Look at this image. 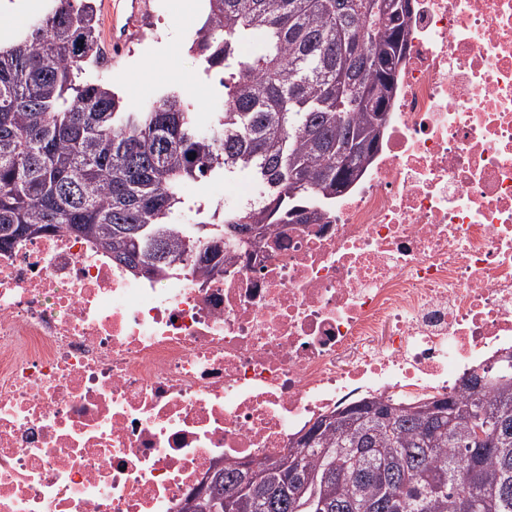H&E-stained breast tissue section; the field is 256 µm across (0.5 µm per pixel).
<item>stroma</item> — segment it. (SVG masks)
Returning <instances> with one entry per match:
<instances>
[{
    "label": "stroma",
    "instance_id": "35a3bbf8",
    "mask_svg": "<svg viewBox=\"0 0 512 512\" xmlns=\"http://www.w3.org/2000/svg\"><path fill=\"white\" fill-rule=\"evenodd\" d=\"M200 17L187 13L184 0H149V9L139 23V35L112 65L100 73L132 106L150 105L163 88L185 90L200 113L216 117L224 110V89L217 77L202 73L188 47L198 30Z\"/></svg>",
    "mask_w": 512,
    "mask_h": 512
}]
</instances>
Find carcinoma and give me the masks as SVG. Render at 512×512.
<instances>
[{"mask_svg":"<svg viewBox=\"0 0 512 512\" xmlns=\"http://www.w3.org/2000/svg\"><path fill=\"white\" fill-rule=\"evenodd\" d=\"M208 0L190 51L202 72H224L229 101L202 125L182 92L167 89L133 108L101 82L100 14L85 0H51L15 24L0 48V245L36 226L85 238L112 259L160 275L175 260L214 272L208 235L170 222L181 188L237 169L263 187L253 201L224 209L235 251L271 224H321L372 161L371 132L389 112L369 89L396 88L409 20L393 24L387 0ZM261 51L243 55L241 44ZM368 149L336 159V144ZM458 396L398 405L371 398L317 420L288 453L297 455L316 502L284 495L251 499L237 512H512V375L475 371ZM375 404L373 416L361 407ZM496 423L481 444L475 428ZM478 459L472 474L466 457ZM239 466L211 482L233 488Z\"/></svg>","mask_w":512,"mask_h":512,"instance_id":"obj_1","label":"carcinoma"}]
</instances>
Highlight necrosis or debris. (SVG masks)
I'll list each match as a JSON object with an SVG mask.
<instances>
[{"instance_id":"4bbe7bcc","label":"necrosis or debris","mask_w":512,"mask_h":512,"mask_svg":"<svg viewBox=\"0 0 512 512\" xmlns=\"http://www.w3.org/2000/svg\"><path fill=\"white\" fill-rule=\"evenodd\" d=\"M385 135L324 223L211 276L48 231L0 247V512H179L363 397L512 353V0H412Z\"/></svg>"}]
</instances>
